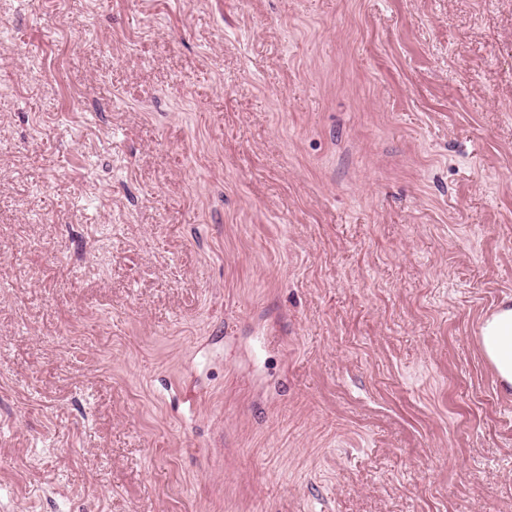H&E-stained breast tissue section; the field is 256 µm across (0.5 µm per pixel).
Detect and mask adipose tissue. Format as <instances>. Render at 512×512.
I'll use <instances>...</instances> for the list:
<instances>
[{"label":"adipose tissue","instance_id":"adipose-tissue-1","mask_svg":"<svg viewBox=\"0 0 512 512\" xmlns=\"http://www.w3.org/2000/svg\"><path fill=\"white\" fill-rule=\"evenodd\" d=\"M478 343L502 392L512 395V297L504 298L483 319Z\"/></svg>","mask_w":512,"mask_h":512}]
</instances>
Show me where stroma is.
I'll use <instances>...</instances> for the list:
<instances>
[{"mask_svg": "<svg viewBox=\"0 0 512 512\" xmlns=\"http://www.w3.org/2000/svg\"><path fill=\"white\" fill-rule=\"evenodd\" d=\"M512 0H0V512H512ZM478 343L501 391L512 395V297L504 298L482 321Z\"/></svg>", "mask_w": 512, "mask_h": 512, "instance_id": "obj_1", "label": "stroma"}]
</instances>
